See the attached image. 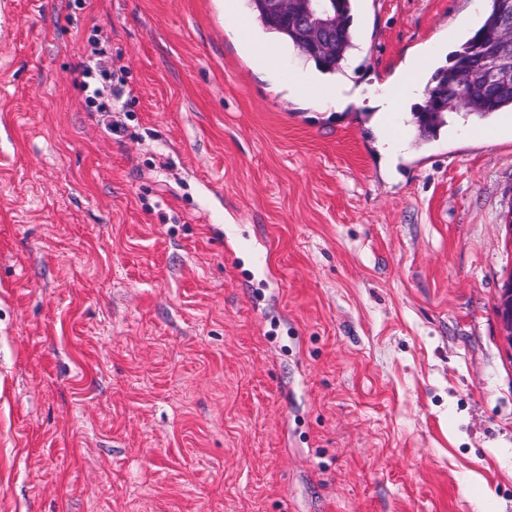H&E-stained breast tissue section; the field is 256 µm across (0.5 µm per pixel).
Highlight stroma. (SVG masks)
I'll return each mask as SVG.
<instances>
[{
  "label": "stroma",
  "mask_w": 512,
  "mask_h": 512,
  "mask_svg": "<svg viewBox=\"0 0 512 512\" xmlns=\"http://www.w3.org/2000/svg\"><path fill=\"white\" fill-rule=\"evenodd\" d=\"M9 2L0 512H512V112L395 113L391 169L367 104L305 109L288 45L259 78L226 0ZM357 3L377 94L481 19ZM94 40L125 67L106 114ZM79 75L84 78L95 79L101 83V88L93 90V96L88 99V106L95 108V112H111L112 110V61L110 67L102 66L101 60L95 54L86 56L78 66ZM109 88V93L105 94Z\"/></svg>",
  "instance_id": "stroma-1"
}]
</instances>
